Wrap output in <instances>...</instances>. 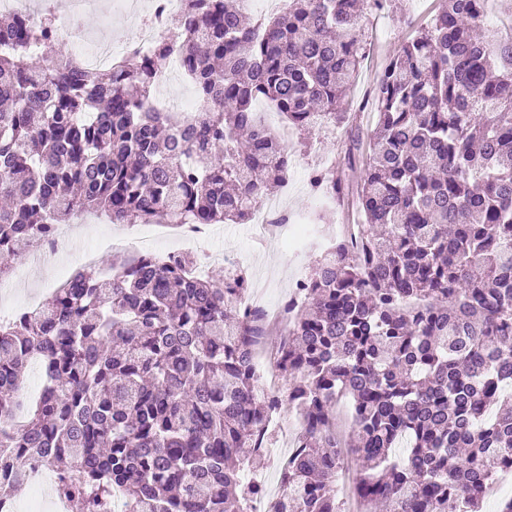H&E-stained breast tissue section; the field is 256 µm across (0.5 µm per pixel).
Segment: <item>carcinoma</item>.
<instances>
[{"instance_id":"carcinoma-1","label":"carcinoma","mask_w":512,"mask_h":512,"mask_svg":"<svg viewBox=\"0 0 512 512\" xmlns=\"http://www.w3.org/2000/svg\"><path fill=\"white\" fill-rule=\"evenodd\" d=\"M288 0L247 24L236 0H185L172 37L108 77L77 64L47 17L0 22V277L18 250L102 212L114 224H244L286 180L290 155L263 99L298 131L343 101L364 50V5ZM485 0H448L372 88L368 139L347 129L364 234L320 252L274 357L282 394L256 390L262 314L238 302L241 269L213 280L196 259L119 258L80 270L31 317L0 321V415L21 407L30 358L43 388L0 424V491L24 460L55 474L80 512H249L244 472L266 416L293 406L288 504L344 512L332 410L352 406L362 512H481L512 469V29L482 36ZM178 58L208 108H158ZM313 188L343 194L320 170Z\"/></svg>"}]
</instances>
